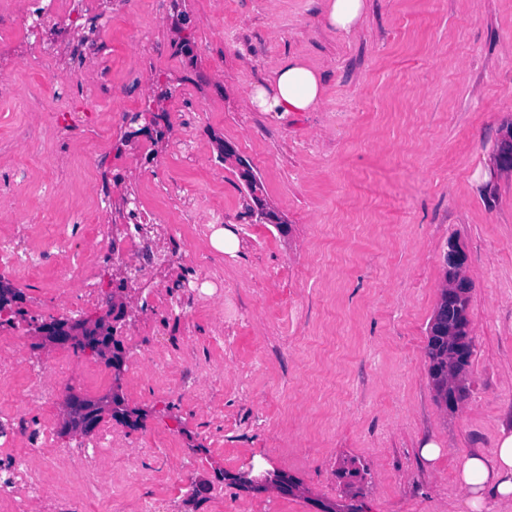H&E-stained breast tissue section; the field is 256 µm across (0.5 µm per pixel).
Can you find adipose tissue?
Listing matches in <instances>:
<instances>
[{
    "label": "adipose tissue",
    "instance_id": "adipose-tissue-1",
    "mask_svg": "<svg viewBox=\"0 0 512 512\" xmlns=\"http://www.w3.org/2000/svg\"><path fill=\"white\" fill-rule=\"evenodd\" d=\"M366 0H323L326 27L347 36L361 22ZM321 74L302 59L291 57L254 85L248 99L263 112L287 115L313 111L322 101ZM458 480L465 492L467 512H492L501 503L512 504V430H502L493 457L470 454L460 459Z\"/></svg>",
    "mask_w": 512,
    "mask_h": 512
}]
</instances>
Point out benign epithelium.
Wrapping results in <instances>:
<instances>
[{
    "label": "benign epithelium",
    "mask_w": 512,
    "mask_h": 512,
    "mask_svg": "<svg viewBox=\"0 0 512 512\" xmlns=\"http://www.w3.org/2000/svg\"><path fill=\"white\" fill-rule=\"evenodd\" d=\"M233 160L238 166L241 179L245 185L252 184L256 177L252 170L237 156L234 148L224 145V161ZM497 165L512 170V125L506 127L497 145ZM467 263V255L455 241L448 242L444 255V264L448 273L449 284L445 289L448 303L438 310L435 320L436 333L454 343L453 352L448 354V361L441 367V375L449 379L448 407H458V398L466 389L464 372L459 370V363L466 356L468 339L458 335L462 329L463 299L471 285L462 276L461 271ZM132 277V266L117 263L112 269V284L128 285ZM124 290L112 293L105 298V305L93 319L83 317L65 318L61 321L44 319L31 325L32 334L43 344L58 347H85L86 351H95L97 358L112 370V391L98 398H88L72 394L62 403L60 430L73 436L87 437L94 433L99 423L123 408L115 402L121 396L123 377V352L114 343L112 327L126 320L133 314V307L122 296ZM246 486L256 493L274 491L285 495L293 493L298 486L288 483L286 477L276 470L251 467L241 475Z\"/></svg>",
    "instance_id": "7a95c632"
}]
</instances>
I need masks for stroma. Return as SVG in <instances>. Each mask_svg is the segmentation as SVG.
<instances>
[{
	"instance_id": "1",
	"label": "stroma",
	"mask_w": 512,
	"mask_h": 512,
	"mask_svg": "<svg viewBox=\"0 0 512 512\" xmlns=\"http://www.w3.org/2000/svg\"><path fill=\"white\" fill-rule=\"evenodd\" d=\"M125 17L91 28L107 46L99 80L129 112L144 109L164 71L175 96L163 104L166 141L148 160L119 153L121 129L105 123L92 159L48 207L47 163L61 129L38 128V154L20 143L33 88L53 103L70 94L64 73L33 62L0 99V240L40 250L52 230L70 233L60 263L77 262L112 291V258L95 225L122 223L124 196L146 211L173 198L201 221L168 247L211 260L223 302L187 310L142 308L121 335L123 395L143 412L138 427L104 419L114 444L99 486L69 490L83 512H316L360 493L364 512H458L457 461L492 456L512 428V170L495 162L512 122V0H367L358 30L322 25L319 0H128ZM186 24H179L178 14ZM150 41L131 47L133 31ZM193 61L165 51L184 36ZM326 80L322 103L280 119L250 107L252 86L289 56ZM233 146L257 176L284 227L249 213L237 169L219 157ZM120 178L105 202L92 182ZM222 212L240 240L235 255L210 244L202 218ZM468 255L471 282L468 396L457 409L436 400L426 356L428 327L446 285L449 240ZM0 280L24 296L25 318L0 325L20 339V372L69 357L76 394L99 397L101 361L39 344L27 319L81 302L53 266ZM165 364L155 378L143 361ZM442 450L428 462L426 443ZM264 463L298 481L292 495L237 487L233 475ZM138 479H130L131 471Z\"/></svg>"
}]
</instances>
